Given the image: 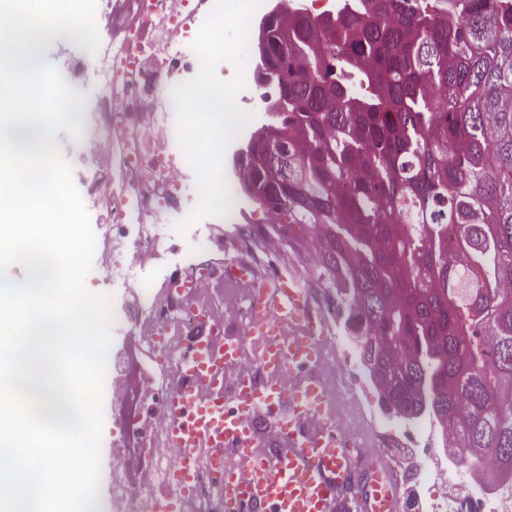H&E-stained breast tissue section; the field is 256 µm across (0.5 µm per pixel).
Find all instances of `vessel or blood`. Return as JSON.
Returning a JSON list of instances; mask_svg holds the SVG:
<instances>
[{"label":"vessel or blood","instance_id":"b4317fda","mask_svg":"<svg viewBox=\"0 0 512 512\" xmlns=\"http://www.w3.org/2000/svg\"><path fill=\"white\" fill-rule=\"evenodd\" d=\"M227 304L246 305L249 335L224 333V355L200 348L190 365L193 384L173 395L169 430L178 448L221 454L237 445L224 475L230 512H401L403 491L388 473L382 453L352 451L335 427V406L322 374L327 323L297 276L259 273L243 260L224 264ZM265 343L259 361L271 372L262 389H243L224 410V372L253 342ZM289 378H282L283 369ZM192 402L196 417L184 425L180 411Z\"/></svg>","mask_w":512,"mask_h":512}]
</instances>
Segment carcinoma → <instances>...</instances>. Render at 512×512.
<instances>
[{
	"label": "carcinoma",
	"mask_w": 512,
	"mask_h": 512,
	"mask_svg": "<svg viewBox=\"0 0 512 512\" xmlns=\"http://www.w3.org/2000/svg\"><path fill=\"white\" fill-rule=\"evenodd\" d=\"M266 62V208L326 231L393 410L511 475L512 0L290 10Z\"/></svg>",
	"instance_id": "cac0c4a2"
}]
</instances>
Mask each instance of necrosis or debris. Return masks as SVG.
Masks as SVG:
<instances>
[{
    "mask_svg": "<svg viewBox=\"0 0 512 512\" xmlns=\"http://www.w3.org/2000/svg\"><path fill=\"white\" fill-rule=\"evenodd\" d=\"M212 6L213 0H101L100 47L91 62L74 68L98 89L93 148L112 153L111 178L86 184L88 203L109 211L98 243L102 266L113 287L137 292L140 306L137 314L122 310L114 318L148 348L159 375L141 382L135 358L121 367L127 384L114 400L113 424L128 456L112 469L113 512H226L224 471L232 455L202 463L185 478L184 453L173 446L161 415L175 388L169 373L189 353L200 320L218 327L245 323L244 314L212 301L223 269L196 263L188 238L172 230L197 201V173L177 143L171 91L199 70L191 44ZM272 14V5H264L250 24L248 70L237 103L253 118L226 148L232 163L224 179L233 205L225 217L202 220L225 227L226 240L243 251L255 242L273 252L280 248L278 238L251 221L258 201L245 188L247 170L240 163L269 130L280 101L258 50ZM328 348L326 378L347 400L335 426L351 447L385 452L410 512H512L511 477L488 464H462L447 434H428L430 416H395L344 323H337Z\"/></svg>",
    "mask_w": 512,
    "mask_h": 512,
    "instance_id": "obj_1",
    "label": "necrosis or debris"
}]
</instances>
